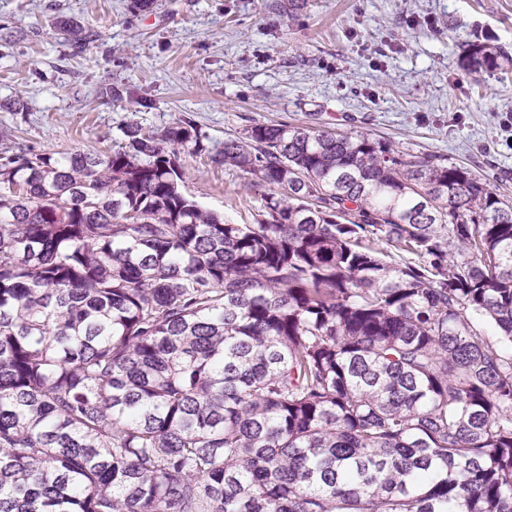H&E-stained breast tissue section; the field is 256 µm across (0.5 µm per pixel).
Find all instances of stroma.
<instances>
[{"label": "stroma", "mask_w": 512, "mask_h": 512, "mask_svg": "<svg viewBox=\"0 0 512 512\" xmlns=\"http://www.w3.org/2000/svg\"><path fill=\"white\" fill-rule=\"evenodd\" d=\"M0 0V158L118 148L126 126L192 118L183 188L233 224L264 192L213 162L256 123L369 133L487 179L512 203V67L467 68L479 40L512 53V0ZM72 18L84 48L52 24Z\"/></svg>", "instance_id": "stroma-1"}]
</instances>
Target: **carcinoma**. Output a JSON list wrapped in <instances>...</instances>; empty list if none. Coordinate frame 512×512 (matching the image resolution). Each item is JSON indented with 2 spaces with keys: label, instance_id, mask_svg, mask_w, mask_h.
<instances>
[{
  "label": "carcinoma",
  "instance_id": "obj_1",
  "mask_svg": "<svg viewBox=\"0 0 512 512\" xmlns=\"http://www.w3.org/2000/svg\"><path fill=\"white\" fill-rule=\"evenodd\" d=\"M124 136L0 158V512H512L511 204L256 123L216 158L266 190L229 224L171 164L192 119Z\"/></svg>",
  "mask_w": 512,
  "mask_h": 512
}]
</instances>
